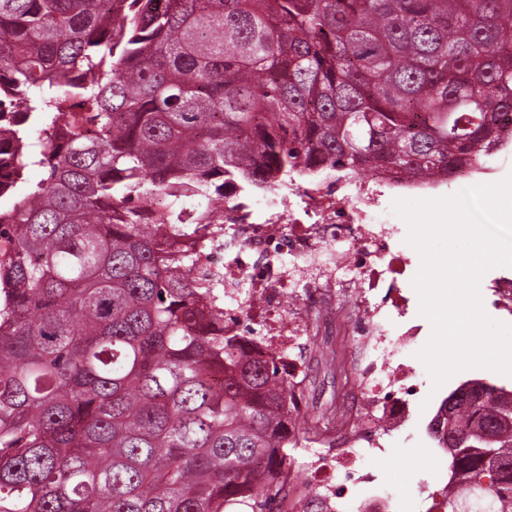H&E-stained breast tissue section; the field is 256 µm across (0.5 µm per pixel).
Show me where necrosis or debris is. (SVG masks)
<instances>
[{
    "label": "necrosis or debris",
    "mask_w": 512,
    "mask_h": 512,
    "mask_svg": "<svg viewBox=\"0 0 512 512\" xmlns=\"http://www.w3.org/2000/svg\"><path fill=\"white\" fill-rule=\"evenodd\" d=\"M441 186L379 169L334 189L298 178L253 202L228 183L223 221L200 231L197 266L224 284L225 332L252 329L250 354L281 362L294 416L313 413L317 361L335 362L348 378L324 411L319 447L307 451L304 486L280 485L288 512H398L371 462L387 453L383 437L406 429L421 404L423 384L406 353L423 326L403 288L410 261L399 248L402 232L380 214L391 195L421 199ZM427 457L435 489L424 512H448L449 452L435 442Z\"/></svg>",
    "instance_id": "necrosis-or-debris-1"
}]
</instances>
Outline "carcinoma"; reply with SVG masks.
I'll return each mask as SVG.
<instances>
[{"label": "carcinoma", "mask_w": 512, "mask_h": 512, "mask_svg": "<svg viewBox=\"0 0 512 512\" xmlns=\"http://www.w3.org/2000/svg\"><path fill=\"white\" fill-rule=\"evenodd\" d=\"M509 115L512 0H0V512H274L288 380L170 234L226 180L447 178Z\"/></svg>", "instance_id": "obj_1"}]
</instances>
